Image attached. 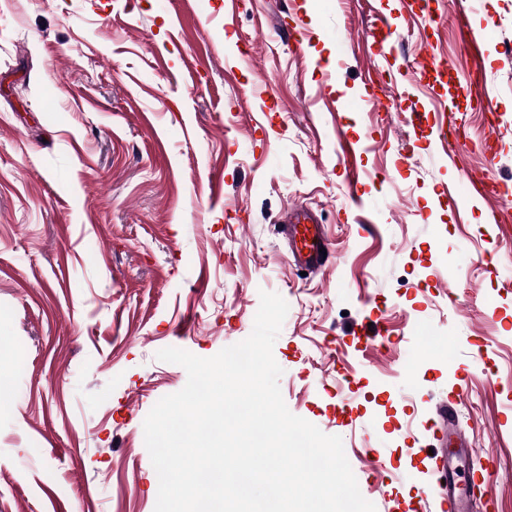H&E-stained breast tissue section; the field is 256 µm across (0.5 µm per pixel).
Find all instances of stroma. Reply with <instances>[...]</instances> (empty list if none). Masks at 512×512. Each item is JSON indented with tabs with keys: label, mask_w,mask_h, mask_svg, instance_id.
I'll use <instances>...</instances> for the list:
<instances>
[{
	"label": "stroma",
	"mask_w": 512,
	"mask_h": 512,
	"mask_svg": "<svg viewBox=\"0 0 512 512\" xmlns=\"http://www.w3.org/2000/svg\"><path fill=\"white\" fill-rule=\"evenodd\" d=\"M460 7L0 0V337L25 359L16 377L0 357V512H154L143 423L187 383L156 354L244 340L264 291L289 306L273 346L288 409L341 437L376 512H441L424 452L445 446L455 389L471 466L497 467L493 508L470 512H512V201L441 195L512 185V0L468 15L493 129L467 97ZM452 101L450 158L429 127ZM298 203L332 242L325 274L286 260L276 224Z\"/></svg>",
	"instance_id": "1"
}]
</instances>
